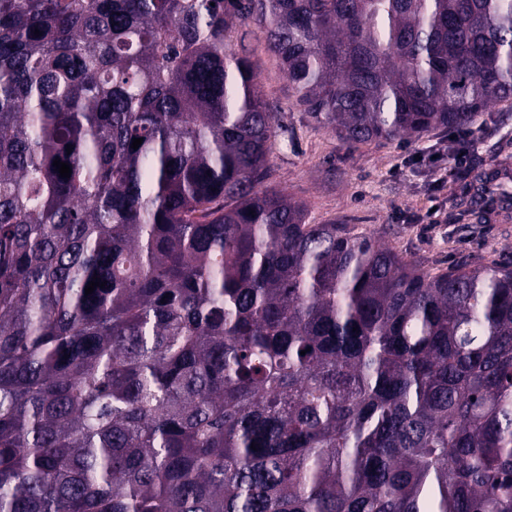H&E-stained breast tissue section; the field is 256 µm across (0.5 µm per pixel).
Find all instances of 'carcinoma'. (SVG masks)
Listing matches in <instances>:
<instances>
[{"label":"carcinoma","instance_id":"obj_1","mask_svg":"<svg viewBox=\"0 0 512 512\" xmlns=\"http://www.w3.org/2000/svg\"><path fill=\"white\" fill-rule=\"evenodd\" d=\"M257 30L350 152L512 99V0H0V512H512V262L264 185Z\"/></svg>","mask_w":512,"mask_h":512}]
</instances>
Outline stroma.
<instances>
[{"mask_svg": "<svg viewBox=\"0 0 512 512\" xmlns=\"http://www.w3.org/2000/svg\"><path fill=\"white\" fill-rule=\"evenodd\" d=\"M250 58L263 85L269 111L280 128L268 181L303 202L313 224L336 222L377 233L401 255L431 272L453 264L473 267L512 260V213L483 224L460 215L472 193L471 176L492 171L512 155V115L489 119L480 128L462 168L438 170L418 160L447 149L444 136L412 144H371L347 154L337 138L318 127L295 104V94L262 37L250 43Z\"/></svg>", "mask_w": 512, "mask_h": 512, "instance_id": "1", "label": "stroma"}]
</instances>
